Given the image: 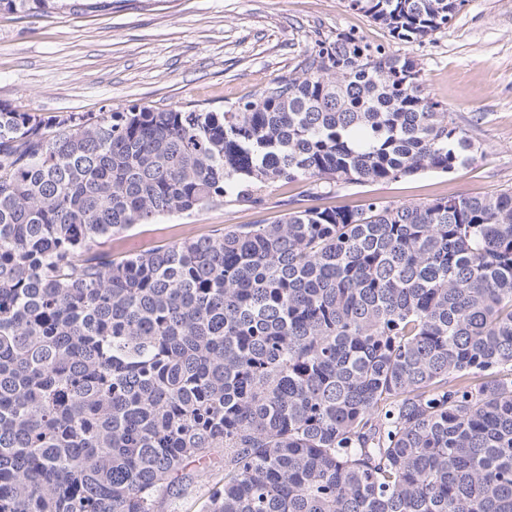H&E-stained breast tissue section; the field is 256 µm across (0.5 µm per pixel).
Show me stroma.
Segmentation results:
<instances>
[{
  "instance_id": "1",
  "label": "stroma",
  "mask_w": 512,
  "mask_h": 512,
  "mask_svg": "<svg viewBox=\"0 0 512 512\" xmlns=\"http://www.w3.org/2000/svg\"><path fill=\"white\" fill-rule=\"evenodd\" d=\"M336 31L417 59L432 96L469 129L474 160L449 173L339 184L318 199L298 180L270 189L260 207L226 205L137 225L120 250L265 224L301 206L420 203L512 188V0H466L448 27L413 44L392 40L345 0H65L39 17L0 11V103L46 116L132 103L220 111L294 72ZM185 473L184 493L167 498L161 512H204L224 470L193 463Z\"/></svg>"
}]
</instances>
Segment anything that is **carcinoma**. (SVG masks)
I'll return each instance as SVG.
<instances>
[{"label":"carcinoma","instance_id":"cac0c4a2","mask_svg":"<svg viewBox=\"0 0 512 512\" xmlns=\"http://www.w3.org/2000/svg\"><path fill=\"white\" fill-rule=\"evenodd\" d=\"M346 2L415 43L465 0ZM297 68L221 112L0 104V512H157L217 459L205 512H512V191L105 248L472 160L412 57L338 32Z\"/></svg>","mask_w":512,"mask_h":512}]
</instances>
